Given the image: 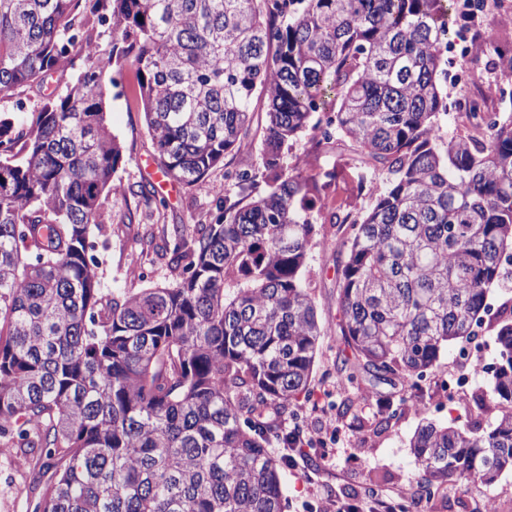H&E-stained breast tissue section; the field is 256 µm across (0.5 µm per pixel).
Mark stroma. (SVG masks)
I'll list each match as a JSON object with an SVG mask.
<instances>
[{"instance_id":"stroma-1","label":"stroma","mask_w":512,"mask_h":512,"mask_svg":"<svg viewBox=\"0 0 512 512\" xmlns=\"http://www.w3.org/2000/svg\"><path fill=\"white\" fill-rule=\"evenodd\" d=\"M448 39L469 50L465 57L456 53L449 55L448 70L467 67L480 77L479 83L465 92L481 96L497 111L512 109V84L500 81L494 66V52L475 47L471 34L462 33L454 24L449 27ZM77 73V67L68 66L52 74L44 85L19 87L12 98L0 99V112L13 111L18 104L25 111H37L44 95L65 91ZM112 75L116 85L110 90L107 111L112 131L122 145L123 159L115 174V188L104 201L101 222L93 227L90 242L103 290L120 295L178 281V273L172 271L169 257L161 249L163 241L174 232L188 235L197 225L216 222L220 209L212 186H223L226 195L237 197V187L225 182V167L255 171L254 194L264 193L267 186L260 155L253 150L229 154L226 166L213 168L200 186H181L173 194L158 189L144 170L146 163L155 162L157 152L145 124L136 71L125 63L114 67ZM444 90L452 102L465 93L450 82L445 83ZM301 159L305 160L308 173L334 167L341 175L335 191L323 201L305 272L318 317L328 335L316 359L309 396L300 397L283 421L290 427L300 426L310 436L334 427L342 441L333 448L313 444L298 467L283 469V512H302L303 505L314 506L326 499L361 503L366 501L371 488L381 494L398 493L409 498L417 492L414 476L418 470L410 440L422 422L452 423L466 429L487 425L494 414L475 399L473 392L454 403L444 399L442 377L470 369L463 347L458 344L441 359L433 375L422 382L420 390L409 395L404 408L391 419L388 428L376 431L372 418L373 394L378 391L389 395V386L375 391L363 384L354 391L336 374V353L344 346L342 336L336 331L338 254L333 240L336 229L324 222L330 213L347 210L353 201L354 177L361 161L341 142L314 150L306 134L293 141L284 164L290 167ZM145 189L154 191L161 201L160 206H146L141 195ZM353 392L357 393L363 409L364 422L360 425L337 416L335 410L336 402ZM32 471L33 464L28 459L0 456V512H27ZM490 494L498 499L501 512H512V475L503 474L493 486L479 484L465 493L448 487L441 496L425 503L424 512H481L484 499Z\"/></svg>"}]
</instances>
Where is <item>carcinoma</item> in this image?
Segmentation results:
<instances>
[{"mask_svg":"<svg viewBox=\"0 0 512 512\" xmlns=\"http://www.w3.org/2000/svg\"><path fill=\"white\" fill-rule=\"evenodd\" d=\"M455 0H0V98L82 61L36 112H0V443L36 457L33 512H282V416L326 337L303 278L313 213L337 178L284 167L301 134L346 137L386 187L336 242V372L358 386L419 388L475 335L512 251V111L485 138H444L441 42ZM112 17L122 47L89 27ZM133 58L160 169L195 187L251 150L267 101V191L228 170L239 197L186 238L167 287L102 292L91 225L122 160L107 124L114 63ZM316 112L333 132L316 134ZM476 399L509 410L487 427L432 422L410 441L421 512L452 483L512 471V305ZM377 404V424L395 416Z\"/></svg>","mask_w":512,"mask_h":512,"instance_id":"cac0c4a2","label":"carcinoma"}]
</instances>
